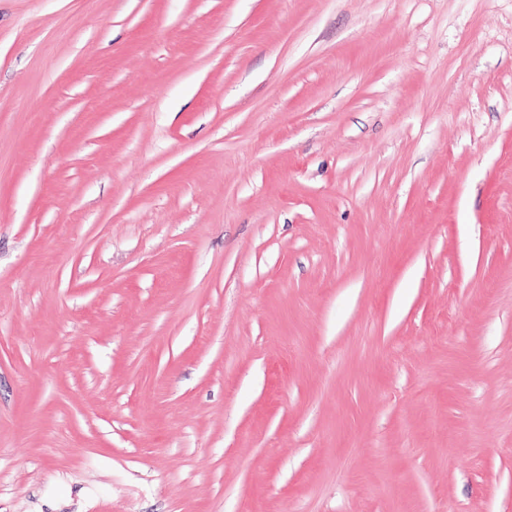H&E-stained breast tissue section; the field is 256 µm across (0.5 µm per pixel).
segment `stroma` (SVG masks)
Wrapping results in <instances>:
<instances>
[{
  "instance_id": "stroma-1",
  "label": "stroma",
  "mask_w": 512,
  "mask_h": 512,
  "mask_svg": "<svg viewBox=\"0 0 512 512\" xmlns=\"http://www.w3.org/2000/svg\"><path fill=\"white\" fill-rule=\"evenodd\" d=\"M0 512H512V0H0Z\"/></svg>"
}]
</instances>
